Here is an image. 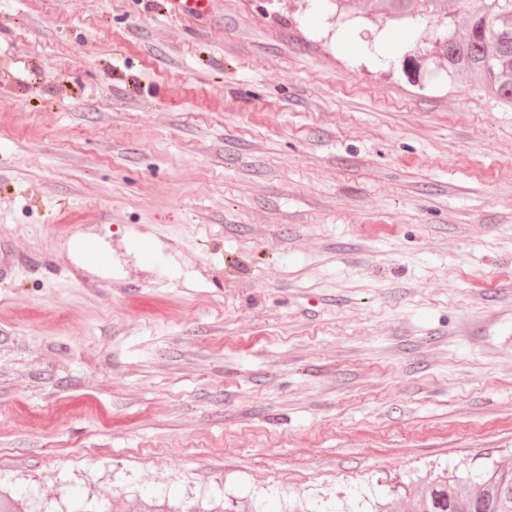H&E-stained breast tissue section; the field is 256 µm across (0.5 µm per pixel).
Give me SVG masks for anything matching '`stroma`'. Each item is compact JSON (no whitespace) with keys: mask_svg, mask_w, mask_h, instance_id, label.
I'll use <instances>...</instances> for the list:
<instances>
[{"mask_svg":"<svg viewBox=\"0 0 512 512\" xmlns=\"http://www.w3.org/2000/svg\"><path fill=\"white\" fill-rule=\"evenodd\" d=\"M328 12L0 0V489L35 512H406L512 468V107L406 68L441 28ZM132 247L138 253L140 261L158 272L164 270V260L162 256L154 249L151 242L144 237H136L132 241Z\"/></svg>","mask_w":512,"mask_h":512,"instance_id":"stroma-1","label":"stroma"}]
</instances>
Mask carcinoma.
Returning a JSON list of instances; mask_svg holds the SVG:
<instances>
[{"label":"carcinoma","instance_id":"obj_1","mask_svg":"<svg viewBox=\"0 0 512 512\" xmlns=\"http://www.w3.org/2000/svg\"><path fill=\"white\" fill-rule=\"evenodd\" d=\"M387 18L417 30L429 24L437 0H384ZM445 64L448 76L472 73L512 106V0H476L468 13L463 38L443 35L417 40L406 61ZM409 512H512V470L495 465L480 474L436 476L412 497ZM0 512H30V508L0 490Z\"/></svg>","mask_w":512,"mask_h":512}]
</instances>
